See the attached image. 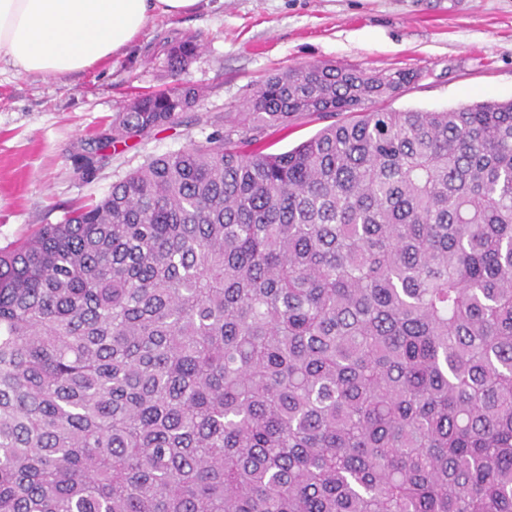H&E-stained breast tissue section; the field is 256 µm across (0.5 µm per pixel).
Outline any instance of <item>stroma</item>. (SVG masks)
Masks as SVG:
<instances>
[{
    "label": "stroma",
    "mask_w": 512,
    "mask_h": 512,
    "mask_svg": "<svg viewBox=\"0 0 512 512\" xmlns=\"http://www.w3.org/2000/svg\"><path fill=\"white\" fill-rule=\"evenodd\" d=\"M199 49L172 75L165 44ZM312 62L368 73L406 70L413 81L388 108L440 111L512 99V0H202L195 12L157 17L121 55L69 76L0 73V248L69 207L108 195L151 159L205 141L214 121L241 111L270 75ZM200 97L179 124L118 145L93 178L74 155L145 92L176 84ZM302 116L265 140L282 153L331 124Z\"/></svg>",
    "instance_id": "35a3bbf8"
}]
</instances>
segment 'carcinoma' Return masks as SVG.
Here are the masks:
<instances>
[{
  "mask_svg": "<svg viewBox=\"0 0 512 512\" xmlns=\"http://www.w3.org/2000/svg\"><path fill=\"white\" fill-rule=\"evenodd\" d=\"M411 80L275 73L0 250V512H512V100L373 109ZM347 115L298 117L288 125L287 129L275 131L266 138L265 151L270 153L286 152L312 137L321 128L335 121L346 119Z\"/></svg>",
  "mask_w": 512,
  "mask_h": 512,
  "instance_id": "cac0c4a2",
  "label": "carcinoma"
}]
</instances>
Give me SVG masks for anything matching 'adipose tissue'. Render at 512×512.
<instances>
[{
    "label": "adipose tissue",
    "mask_w": 512,
    "mask_h": 512,
    "mask_svg": "<svg viewBox=\"0 0 512 512\" xmlns=\"http://www.w3.org/2000/svg\"><path fill=\"white\" fill-rule=\"evenodd\" d=\"M201 0H0V65L19 75L85 70L128 49L156 16Z\"/></svg>",
    "instance_id": "ef3b65f1"
}]
</instances>
